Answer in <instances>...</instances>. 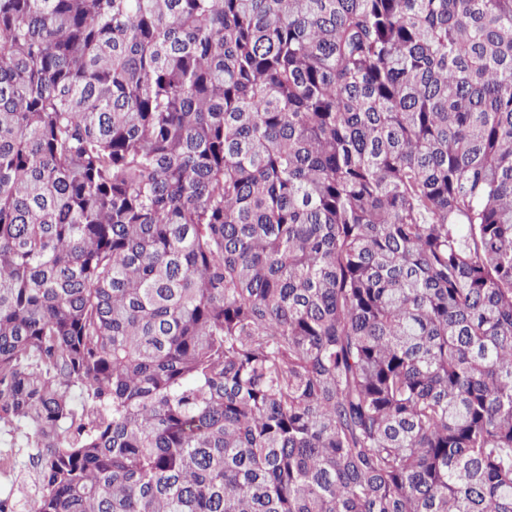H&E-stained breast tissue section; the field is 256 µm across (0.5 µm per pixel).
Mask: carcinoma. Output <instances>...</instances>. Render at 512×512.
Masks as SVG:
<instances>
[{
  "label": "carcinoma",
  "mask_w": 512,
  "mask_h": 512,
  "mask_svg": "<svg viewBox=\"0 0 512 512\" xmlns=\"http://www.w3.org/2000/svg\"><path fill=\"white\" fill-rule=\"evenodd\" d=\"M0 426L32 512H512V0H0Z\"/></svg>",
  "instance_id": "cac0c4a2"
}]
</instances>
